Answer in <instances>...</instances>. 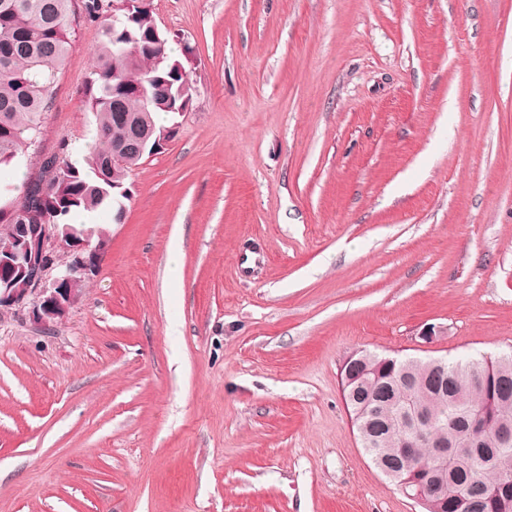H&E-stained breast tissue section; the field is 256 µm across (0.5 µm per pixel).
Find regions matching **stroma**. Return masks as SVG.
Instances as JSON below:
<instances>
[{"instance_id": "1", "label": "stroma", "mask_w": 512, "mask_h": 512, "mask_svg": "<svg viewBox=\"0 0 512 512\" xmlns=\"http://www.w3.org/2000/svg\"><path fill=\"white\" fill-rule=\"evenodd\" d=\"M153 8L193 103L122 223L75 215L109 246L67 317L0 314V512H424L340 368L512 352V0ZM76 24L40 150L1 179L86 166L103 22Z\"/></svg>"}]
</instances>
